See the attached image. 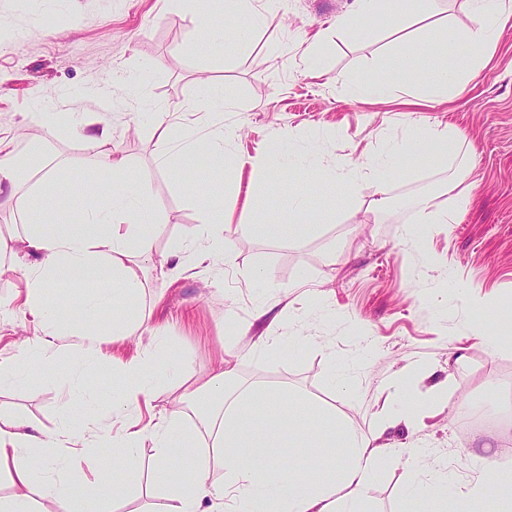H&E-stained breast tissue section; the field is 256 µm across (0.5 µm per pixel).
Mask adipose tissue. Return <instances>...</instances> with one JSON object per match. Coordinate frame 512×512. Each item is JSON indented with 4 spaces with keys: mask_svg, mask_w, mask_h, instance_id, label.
I'll return each mask as SVG.
<instances>
[{
    "mask_svg": "<svg viewBox=\"0 0 512 512\" xmlns=\"http://www.w3.org/2000/svg\"><path fill=\"white\" fill-rule=\"evenodd\" d=\"M194 7L197 30L207 34L212 30L213 8L223 5L224 14L263 28L278 18L283 0H188ZM471 17L469 26H441L448 45L455 50V67L440 66L430 91L429 101L446 103L464 80L475 77L486 59L496 48L503 22L512 17V0H464ZM387 6L398 20L400 31L391 44V53L401 70L419 69L422 58L436 55V47L419 46L408 33L417 18L429 15L425 0H387ZM80 135L89 151L87 164L105 180L103 203L88 210L80 225L64 228L50 217L25 225L22 234L0 235V253L14 251L23 245L37 262L26 279L24 304L33 317V341L42 350L54 348L58 338L52 327L55 308L48 299L54 288L73 285L79 281H100V288L80 294L79 304L86 318H94L101 309L111 307L115 300L129 304V311L113 319L112 333L116 336L135 335L144 325L145 318L134 308L143 288L135 273L139 263L150 260L155 238V219L152 207V188L149 183L135 177L124 159L100 152L101 144L112 137V128L103 124ZM238 136L236 128L227 127L206 142L195 141L191 135L182 139L171 137L169 129H162L158 140L162 146L160 158L170 163L199 152L222 159L226 148ZM466 138L454 126L413 130L402 137L385 142L369 150L365 168H327L320 162H311L319 183L347 186L351 201L362 198V185L371 182L377 197L374 205L384 210L390 204L388 174L395 168L419 170L425 163L446 157L452 161V171L445 191L447 206L435 204L432 195L423 196L416 204L417 226L411 237L420 248H427L426 227L430 224H454L460 221L474 197L475 184L470 179L471 167L462 148ZM22 174L11 142L0 139V201L8 206L26 207L28 199L19 195ZM157 350L139 352L130 358L113 357L114 366L132 381L127 393L128 402H137L154 386L146 376V365L157 361ZM236 367L222 361L218 372L204 384L206 391L220 394L221 401L212 407L198 409L197 416L210 440L211 452L197 461L191 481L172 480L168 466V450L184 425V413L174 409L145 426H130L126 433L114 439L113 447L122 451L127 460H135L139 448L151 444L156 450L157 475L169 488L166 512H200L203 501H211L213 512H234L236 505L247 504L249 512H361L360 506L369 496L378 464L384 459H395L398 449L379 443L377 437H367L350 429L336 413L321 418L319 426L307 425L296 416H289V438L315 449L319 467L306 478H299L293 468L287 467L282 456L268 453L270 441L278 439L280 431L275 419L257 426L247 422L248 410L278 407L280 398L275 394L256 396L248 388L233 387ZM81 427L77 416H65L56 433L43 437L29 433L28 424L19 416L0 412V466L22 457L34 456L38 449L50 448L55 452L57 468L68 467L74 453H82L93 477L92 484L102 492L118 498L119 486L111 483L106 466L95 450V440L83 441L81 448H73L72 437ZM251 446L259 451L256 459L245 458L241 447ZM478 467L472 480L458 485L454 472L439 465L429 448L413 449L405 461L410 471L424 468L434 470L433 483H410L408 498L432 500L436 512H447L449 497L461 500H481L496 495L512 512V484L494 487L487 475L500 466L498 454L477 457ZM224 471L223 484L210 481L212 465Z\"/></svg>",
    "mask_w": 512,
    "mask_h": 512,
    "instance_id": "ef3b65f1",
    "label": "adipose tissue"
}]
</instances>
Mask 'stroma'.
Here are the masks:
<instances>
[{"instance_id": "35a3bbf8", "label": "stroma", "mask_w": 512, "mask_h": 512, "mask_svg": "<svg viewBox=\"0 0 512 512\" xmlns=\"http://www.w3.org/2000/svg\"><path fill=\"white\" fill-rule=\"evenodd\" d=\"M354 0H287L282 20L253 30L243 20L227 22L215 11L214 38L195 30L193 14L177 0H0V138L17 154L37 131L52 152L25 175V210L0 208V226L22 231L49 215L60 225L80 224L99 200L86 172L88 151L73 128L43 120L46 112L74 114L78 121H106L112 140L106 151L123 157L153 191L157 219L154 254L137 267L144 284L137 301L145 329L120 345L112 343V314L93 321L102 355L89 360L69 329L82 322L76 289L55 290L68 300L57 314V347L30 345L32 330L18 291L24 290L32 259L17 253L0 267V356L16 361L13 382L0 385V410L21 414L40 435L56 430L65 414L86 431L109 427L100 451L112 457L113 422L124 381L112 366L113 351L131 357L150 347L164 352L153 371L157 384L126 415L154 421L183 406L185 428L194 432L200 399L194 390L221 360L238 365L243 385L279 394L300 410L301 398L336 409L362 434L378 428L384 410L397 406L387 383L413 377L414 392L439 389L443 399L423 424L387 429L385 442L401 450L426 444L442 464L471 478L472 455L487 441L490 426L461 421V409L477 404L512 414V20L504 27L488 64L460 86L446 105L409 106L401 100L364 102L350 98L357 74L391 77L419 95L430 89L432 61L413 76L399 72L390 57L393 24L359 21L353 33L336 29L338 16ZM326 48L310 63L312 37ZM242 43L231 57L211 48L212 40ZM236 104L233 112H197L211 92ZM188 125L207 140L222 126L238 127L230 153L243 161L231 179L228 161L193 156L177 166L157 160V125ZM454 125L475 153L474 199L460 223L429 227V248L421 250L407 230L415 201L448 181V162L410 175L395 170L386 210L369 199L345 202L342 194H314L320 220L303 236L288 233L225 243V256L189 255L178 245L208 214L228 212L233 224L265 217L289 225V196L312 191L307 168L279 167L257 174L248 157L290 137L314 150L325 165L366 163L367 147L402 136L414 126ZM59 175L41 192L47 170ZM306 288H297L298 280ZM466 293L488 296L491 306H464ZM496 335L503 345L486 348ZM275 337L271 353L250 354L248 338ZM464 347L456 360L455 347ZM346 375V387L330 382V371ZM86 389H78L79 381ZM156 451L139 449L134 467L117 463L125 494L119 501L97 498L84 462L63 474L68 484L96 498L99 512H165L168 501L155 482ZM409 478L403 461L386 465L370 493V512H431L429 501L402 497Z\"/></svg>"}]
</instances>
